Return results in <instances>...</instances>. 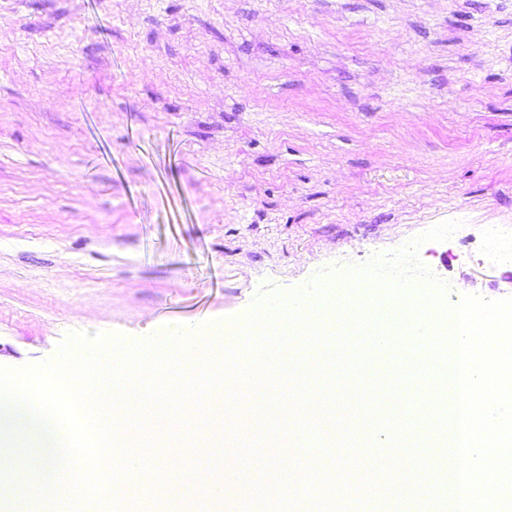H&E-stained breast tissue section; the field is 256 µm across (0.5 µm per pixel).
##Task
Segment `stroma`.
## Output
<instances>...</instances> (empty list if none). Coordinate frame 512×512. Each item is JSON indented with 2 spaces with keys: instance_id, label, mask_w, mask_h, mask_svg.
<instances>
[{
  "instance_id": "obj_1",
  "label": "stroma",
  "mask_w": 512,
  "mask_h": 512,
  "mask_svg": "<svg viewBox=\"0 0 512 512\" xmlns=\"http://www.w3.org/2000/svg\"><path fill=\"white\" fill-rule=\"evenodd\" d=\"M458 219L419 260L446 305L512 297V0H0V368L71 333L232 336L259 296L344 271ZM398 473L450 512L439 370L406 368ZM137 495L82 512H185Z\"/></svg>"
}]
</instances>
